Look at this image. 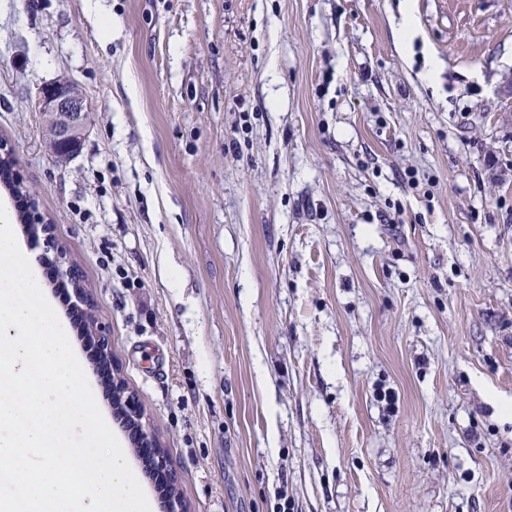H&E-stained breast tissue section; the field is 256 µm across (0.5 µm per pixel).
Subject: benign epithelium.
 I'll return each mask as SVG.
<instances>
[{
    "instance_id": "7a95c632",
    "label": "benign epithelium",
    "mask_w": 512,
    "mask_h": 512,
    "mask_svg": "<svg viewBox=\"0 0 512 512\" xmlns=\"http://www.w3.org/2000/svg\"><path fill=\"white\" fill-rule=\"evenodd\" d=\"M41 109L45 117L46 136L49 147L60 162L69 160L81 144L82 132L86 121L85 101L77 86L69 81H55L46 86L41 93ZM47 248L53 251L55 262L62 275L70 280H76V274L70 260L62 249L53 246L51 237H46ZM74 293L81 305L85 306V333L92 339L98 348L101 357L111 358L109 340L93 316L91 309L87 308L88 301L84 290L75 286ZM112 398L114 404L122 406L121 416L125 421L135 426L139 433V445L143 448L155 449V464L161 472L168 477V482L175 483V476L170 463L157 444L148 424L145 414L136 402L134 396L122 387L118 378L112 380Z\"/></svg>"
}]
</instances>
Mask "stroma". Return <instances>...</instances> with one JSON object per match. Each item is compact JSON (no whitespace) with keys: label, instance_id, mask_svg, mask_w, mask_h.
I'll return each instance as SVG.
<instances>
[{"label":"stroma","instance_id":"1","mask_svg":"<svg viewBox=\"0 0 512 512\" xmlns=\"http://www.w3.org/2000/svg\"><path fill=\"white\" fill-rule=\"evenodd\" d=\"M511 76L512 0H0V139L188 512H512ZM49 147L60 162L69 160L81 144L87 113L77 86L69 81H55L41 93Z\"/></svg>","mask_w":512,"mask_h":512}]
</instances>
